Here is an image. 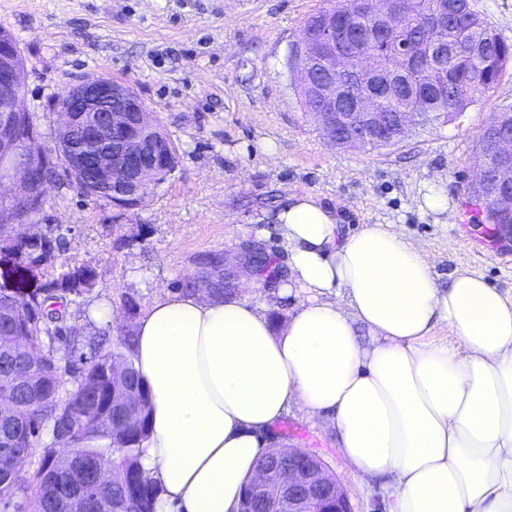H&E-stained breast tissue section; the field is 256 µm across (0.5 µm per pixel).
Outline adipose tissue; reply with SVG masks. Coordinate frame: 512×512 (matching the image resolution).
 Masks as SVG:
<instances>
[{"label": "adipose tissue", "mask_w": 512, "mask_h": 512, "mask_svg": "<svg viewBox=\"0 0 512 512\" xmlns=\"http://www.w3.org/2000/svg\"><path fill=\"white\" fill-rule=\"evenodd\" d=\"M273 221L296 298L286 321L177 292L135 325L155 512H237L293 405L333 423L350 477L382 481L389 512H512V293L468 271L440 287L404 233L344 232L306 191Z\"/></svg>", "instance_id": "1"}]
</instances>
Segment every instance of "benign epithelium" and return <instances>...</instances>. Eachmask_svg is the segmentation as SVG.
<instances>
[{
	"mask_svg": "<svg viewBox=\"0 0 512 512\" xmlns=\"http://www.w3.org/2000/svg\"><path fill=\"white\" fill-rule=\"evenodd\" d=\"M437 7L422 19V49L429 64L438 66L458 55L459 44L448 38V0H436ZM347 10L365 13L392 40L401 29L403 0H349ZM350 35L345 12H332L315 30H308L296 43L298 50L311 43L313 51L307 64L289 57L295 73L305 75L310 98L320 102L321 110L312 118L325 138L341 148L363 147L370 142H401L412 129L408 113L386 123L369 99L339 88L340 79L372 73L376 91L380 92L398 79L416 75L413 56L395 51L392 62L375 67L373 58L363 53L353 56L348 50ZM24 91V65L15 39L0 40V99L7 106L0 113V188L9 187V196L22 193L26 206L19 214L0 218L1 224H25L36 207V189L51 166L50 152L33 139H13L1 130L7 126L8 113H22L20 98ZM55 111L78 114L86 139L100 150L95 156L68 155L63 172L76 184L85 186L99 199L121 208L141 204L145 193L160 181V174L174 167L168 142L147 131L157 127L140 96L130 87L105 77L92 76L73 85L56 100ZM498 115L486 127L485 150L479 155L474 172L485 173L478 201L495 203L502 225V241H512V128ZM91 163L96 178L84 182L83 170ZM244 492L267 504V512H352L341 483L329 475L322 460L314 453L288 449V479L256 472L248 479Z\"/></svg>",
	"mask_w": 512,
	"mask_h": 512,
	"instance_id": "obj_1",
	"label": "benign epithelium"
}]
</instances>
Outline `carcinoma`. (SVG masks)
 Listing matches in <instances>:
<instances>
[{
    "instance_id": "1",
    "label": "carcinoma",
    "mask_w": 512,
    "mask_h": 512,
    "mask_svg": "<svg viewBox=\"0 0 512 512\" xmlns=\"http://www.w3.org/2000/svg\"><path fill=\"white\" fill-rule=\"evenodd\" d=\"M407 33H416L421 12L432 0H407ZM452 16L458 36L466 42L461 55L448 62L440 87L413 111L421 113L420 125H442L493 89L512 63V45L477 11L470 0H452ZM406 92L385 96L381 107L393 117L406 111ZM68 121L57 126V152H71ZM0 256L14 252L13 279L0 281V393L15 398L18 408L0 416V501L24 498L27 512H65L68 494L81 487L84 470L99 462H116L125 478L107 492L121 512H153L155 487L140 460L148 436L150 394L133 362L134 336L127 333L119 346L104 349L106 339L91 336L89 350L76 343L60 318L72 299L92 292L97 274L82 265L64 288L52 284L33 286L25 271L32 262L53 264L62 252V241L47 234L26 242L14 224H0ZM224 255L209 257L210 268L187 281L185 292L207 290L210 296L224 295V280L217 266ZM37 346L53 360L35 362L24 348ZM42 449L32 479L21 473L26 461ZM288 465V451L271 448L260 466Z\"/></svg>"
}]
</instances>
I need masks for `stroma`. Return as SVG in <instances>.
<instances>
[{
    "mask_svg": "<svg viewBox=\"0 0 512 512\" xmlns=\"http://www.w3.org/2000/svg\"><path fill=\"white\" fill-rule=\"evenodd\" d=\"M336 0H0V30L16 38L25 64L22 106L50 149L53 102L78 77L130 86L169 138L170 175L150 197L120 208L86 196L64 176L49 182L35 221L63 242L59 264L95 267L93 293L76 298L67 325L79 334L117 338L166 292L203 271L207 255L233 261L247 244L268 258L254 283L230 293L284 321L294 302L280 294L285 245L272 217L290 191L315 194L343 230L393 224L428 255L440 282L451 272L480 273L512 291V244L486 220L463 222L464 189L483 129L512 111V66L499 84L452 124L414 128L393 146L331 145L306 115L288 58L308 17ZM443 190L448 209L421 208L428 188ZM136 306L125 310V298ZM112 307V323L91 312ZM269 444L316 453L342 480L352 512H387L380 483L347 477L346 459L329 424L298 408L271 429Z\"/></svg>",
    "mask_w": 512,
    "mask_h": 512,
    "instance_id": "1",
    "label": "stroma"
}]
</instances>
